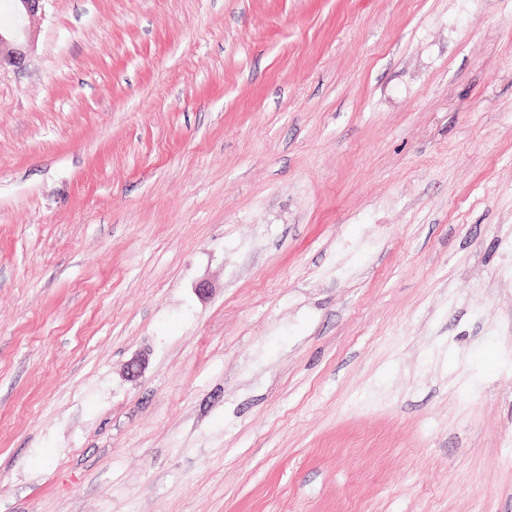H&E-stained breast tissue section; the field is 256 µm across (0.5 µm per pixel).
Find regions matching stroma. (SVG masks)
Wrapping results in <instances>:
<instances>
[{
  "mask_svg": "<svg viewBox=\"0 0 512 512\" xmlns=\"http://www.w3.org/2000/svg\"><path fill=\"white\" fill-rule=\"evenodd\" d=\"M31 27L0 66V512H512V0Z\"/></svg>",
  "mask_w": 512,
  "mask_h": 512,
  "instance_id": "stroma-1",
  "label": "stroma"
}]
</instances>
